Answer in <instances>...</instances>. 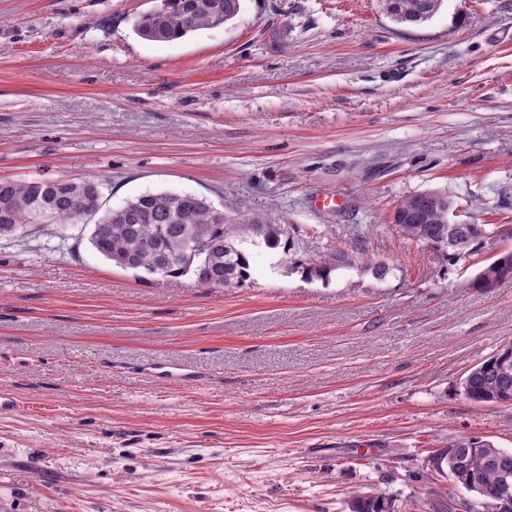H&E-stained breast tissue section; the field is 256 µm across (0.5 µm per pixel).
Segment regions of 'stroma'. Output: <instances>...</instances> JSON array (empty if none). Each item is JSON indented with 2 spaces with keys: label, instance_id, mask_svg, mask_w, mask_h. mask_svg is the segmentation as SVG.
Wrapping results in <instances>:
<instances>
[{
  "label": "stroma",
  "instance_id": "stroma-1",
  "mask_svg": "<svg viewBox=\"0 0 512 512\" xmlns=\"http://www.w3.org/2000/svg\"><path fill=\"white\" fill-rule=\"evenodd\" d=\"M148 0H0V179L206 196L283 224L239 288L144 280L82 225L0 238V512H428L431 451L512 450V405L462 393L512 342V278L405 237L404 198L512 228V0L392 22L378 0H244L170 43ZM351 267L304 269L333 247ZM383 262L391 272L371 271ZM182 368L183 376L173 375ZM387 499L394 501L395 511L393 512H406L403 510L402 503L393 497L375 496L368 493H359L353 495L347 502L346 508L349 512H385L383 511L384 502Z\"/></svg>",
  "mask_w": 512,
  "mask_h": 512
}]
</instances>
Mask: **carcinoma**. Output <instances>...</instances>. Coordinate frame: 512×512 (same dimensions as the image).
<instances>
[{
  "mask_svg": "<svg viewBox=\"0 0 512 512\" xmlns=\"http://www.w3.org/2000/svg\"><path fill=\"white\" fill-rule=\"evenodd\" d=\"M152 6L134 24L138 37L170 43L203 28L233 21L243 0H150ZM443 0H379L382 12L397 24L420 25L437 14ZM102 206L101 183L49 177L34 181L0 180V237L22 236L38 224L61 228L82 224ZM392 223L408 239L434 243L449 258L476 254L490 237L485 225L448 234V194L424 191L402 200ZM92 248L124 269L153 276L167 265L162 280L177 285L183 278L208 288H236L251 278L256 248H282L288 253V229L241 214L216 216L213 202L190 192H145L106 210L89 235ZM349 254L336 248L329 261L307 268L311 278L326 280L348 265ZM512 275V249L482 268L475 281L492 287ZM464 395L475 403L512 404V344L472 367L461 382ZM427 470L447 476L459 489L496 508L504 484L512 485V451L481 439L455 441L428 459ZM385 496L359 493L346 502L349 512H383Z\"/></svg>",
  "mask_w": 512,
  "mask_h": 512,
  "instance_id": "obj_1",
  "label": "carcinoma"
}]
</instances>
